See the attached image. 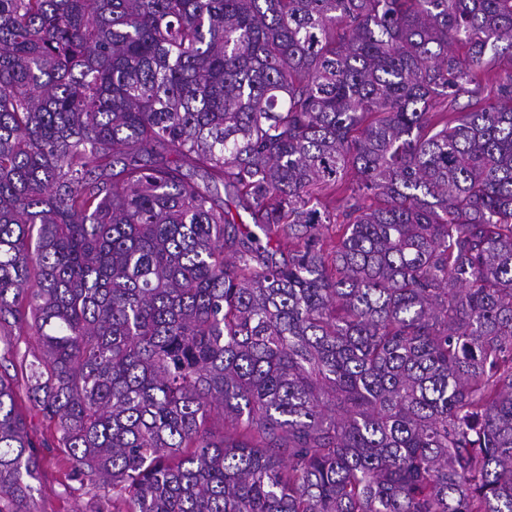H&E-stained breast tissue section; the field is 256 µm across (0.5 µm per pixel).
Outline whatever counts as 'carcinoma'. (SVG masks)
Instances as JSON below:
<instances>
[{"label":"carcinoma","mask_w":512,"mask_h":512,"mask_svg":"<svg viewBox=\"0 0 512 512\" xmlns=\"http://www.w3.org/2000/svg\"><path fill=\"white\" fill-rule=\"evenodd\" d=\"M506 54L512 0H0V330L91 498L512 512ZM509 70L508 64L506 60H503L502 62L495 64L493 67L489 68H477L474 70V77L476 83L481 85V88L484 89V92L482 96H485L486 102L493 101L494 94L491 82V77L493 74H501L504 75L505 72ZM489 71V72H487Z\"/></svg>","instance_id":"1"}]
</instances>
